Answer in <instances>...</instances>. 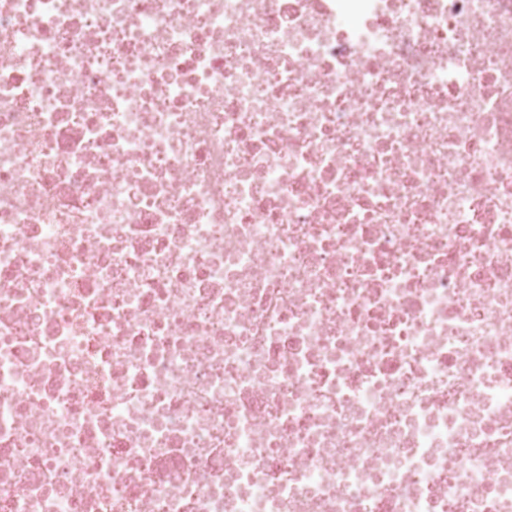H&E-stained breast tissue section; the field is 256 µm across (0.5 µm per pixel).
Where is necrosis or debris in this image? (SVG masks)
I'll use <instances>...</instances> for the list:
<instances>
[{"label":"necrosis or debris","mask_w":512,"mask_h":512,"mask_svg":"<svg viewBox=\"0 0 512 512\" xmlns=\"http://www.w3.org/2000/svg\"><path fill=\"white\" fill-rule=\"evenodd\" d=\"M0 512H512V0H0Z\"/></svg>","instance_id":"necrosis-or-debris-1"}]
</instances>
